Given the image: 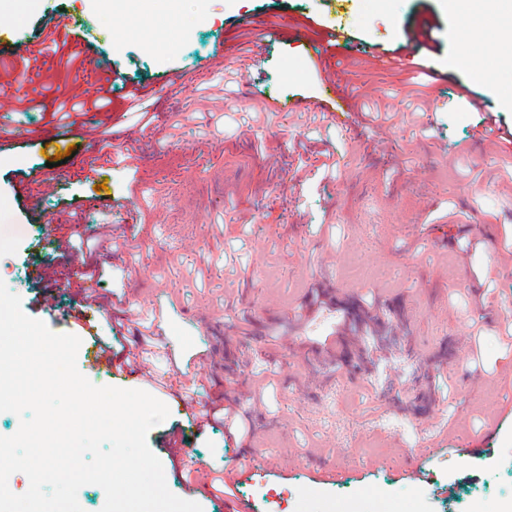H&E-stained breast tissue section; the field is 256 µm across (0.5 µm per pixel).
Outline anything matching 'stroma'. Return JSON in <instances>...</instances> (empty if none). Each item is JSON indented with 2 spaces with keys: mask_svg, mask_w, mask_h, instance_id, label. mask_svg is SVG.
Here are the masks:
<instances>
[{
  "mask_svg": "<svg viewBox=\"0 0 512 512\" xmlns=\"http://www.w3.org/2000/svg\"><path fill=\"white\" fill-rule=\"evenodd\" d=\"M143 6L157 18L147 29L136 23ZM57 14L127 83L146 84L154 118L113 93L104 150L82 124L58 126L51 99L0 112V281L27 316L80 336L77 367L94 385L166 404L147 443L170 491L203 512H378L384 501L392 512H512V264L497 259L512 242V156L475 146L481 115L453 84L370 55L428 26L439 66L512 125V68L493 50L512 0L469 19L445 0H0L19 44L6 65L66 93L95 66L46 51L43 24ZM294 22L310 24L315 43L336 26L351 36L354 49L335 53L340 79L363 93L349 111L313 122L282 111L321 93L307 48L264 36ZM251 57L253 81L242 71ZM217 59L237 70L239 90L193 118ZM172 72L181 85H167ZM416 82L423 119L384 123L362 105H401ZM60 134L76 154L57 166L44 140ZM329 152L332 174L320 169ZM29 174L53 189L23 194ZM99 196L104 207L82 213L90 252L61 259L57 216ZM85 259L105 269L89 336L46 319L40 296L48 288L57 307L73 306L65 275ZM46 267L63 280L46 286L36 276ZM340 322L357 340L327 354L320 342ZM141 332L153 382L94 363L95 339L117 351ZM206 404L244 413L252 439L199 426L193 408ZM431 412L441 432L424 422ZM169 432L204 471L235 477L234 502L188 489L162 447ZM441 434L448 449L422 477L370 466L385 453L416 457ZM466 441L478 453H457ZM329 466L342 479L318 480Z\"/></svg>",
  "mask_w": 512,
  "mask_h": 512,
  "instance_id": "stroma-1",
  "label": "stroma"
}]
</instances>
